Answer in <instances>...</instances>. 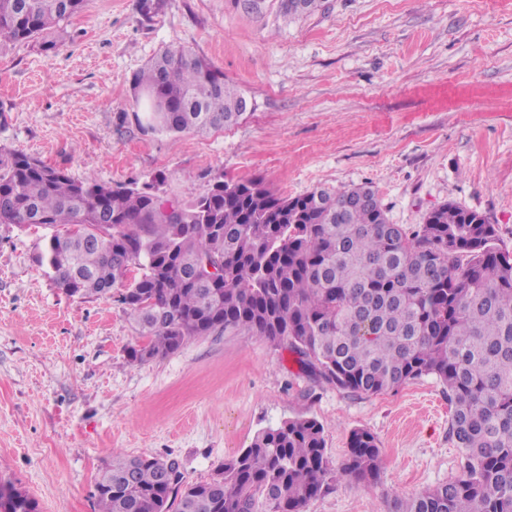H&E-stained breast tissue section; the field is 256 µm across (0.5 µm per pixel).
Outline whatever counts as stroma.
Listing matches in <instances>:
<instances>
[{"mask_svg":"<svg viewBox=\"0 0 512 512\" xmlns=\"http://www.w3.org/2000/svg\"><path fill=\"white\" fill-rule=\"evenodd\" d=\"M56 49L0 46V157L22 152L105 184L156 174L163 199L215 177H260L295 197L368 183L392 223L417 229L455 203L512 250V0H322L282 18L239 0H86ZM172 44L240 87L249 107L206 134L141 132L132 78ZM41 227L0 228V482L39 512H97L113 453L161 455L208 480L263 428L313 416L340 469L352 430L378 440L377 481L340 475L306 512H392L459 472L448 391L434 377L373 396L301 372L241 330L143 364L118 300L69 296L38 262Z\"/></svg>","mask_w":512,"mask_h":512,"instance_id":"obj_1","label":"stroma"}]
</instances>
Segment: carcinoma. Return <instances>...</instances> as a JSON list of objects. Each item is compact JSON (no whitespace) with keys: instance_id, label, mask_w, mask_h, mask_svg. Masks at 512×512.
<instances>
[{"instance_id":"carcinoma-1","label":"carcinoma","mask_w":512,"mask_h":512,"mask_svg":"<svg viewBox=\"0 0 512 512\" xmlns=\"http://www.w3.org/2000/svg\"><path fill=\"white\" fill-rule=\"evenodd\" d=\"M84 3L0 0V40L53 49L47 36ZM133 86L150 108L135 115L145 132L205 133L244 115L243 93L184 47L154 57ZM12 225L63 228L41 262L81 295L109 294L140 270L120 295L140 327L134 363L238 329L352 393L435 377L448 389L460 474L396 512H512V252L485 215L446 203L408 233L368 184L288 198L261 178L217 180L168 214L152 183L76 180L16 152L0 159V226ZM197 258L223 271L220 283L192 275ZM381 463L376 437L352 431L343 472L374 481ZM333 474L323 425L302 416L260 430L198 483H183L174 459L115 452L96 498L99 512H305ZM2 491L0 512H39L14 485Z\"/></svg>"}]
</instances>
